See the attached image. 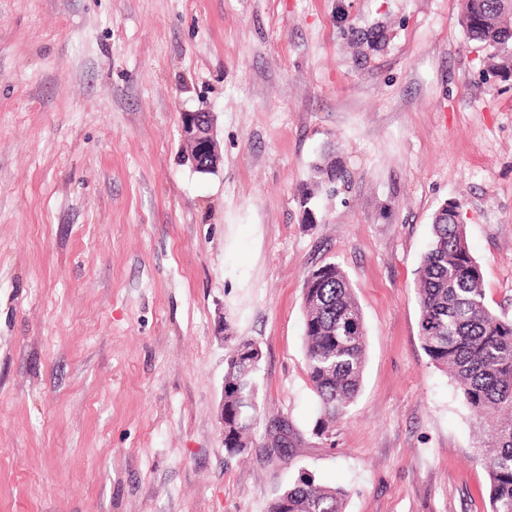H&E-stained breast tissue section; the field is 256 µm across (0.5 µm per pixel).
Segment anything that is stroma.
I'll list each match as a JSON object with an SVG mask.
<instances>
[{
    "mask_svg": "<svg viewBox=\"0 0 512 512\" xmlns=\"http://www.w3.org/2000/svg\"><path fill=\"white\" fill-rule=\"evenodd\" d=\"M460 0H0V512H266L300 472L345 512H490L469 409L419 336L413 282L461 203L512 317V81L484 80ZM385 23L356 63L345 27ZM215 120L196 172L183 113ZM351 175L302 221L310 167ZM347 274L361 388L324 432L309 268ZM264 351L292 465L227 460L226 336Z\"/></svg>",
    "mask_w": 512,
    "mask_h": 512,
    "instance_id": "1",
    "label": "stroma"
}]
</instances>
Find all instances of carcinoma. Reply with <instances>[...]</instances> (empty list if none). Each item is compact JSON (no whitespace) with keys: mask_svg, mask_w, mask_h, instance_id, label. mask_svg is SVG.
I'll return each mask as SVG.
<instances>
[{"mask_svg":"<svg viewBox=\"0 0 512 512\" xmlns=\"http://www.w3.org/2000/svg\"><path fill=\"white\" fill-rule=\"evenodd\" d=\"M468 44L482 53L488 76L512 79V0H465L459 19ZM375 25L349 26L343 36L361 58L385 47L388 35L371 39ZM349 180L337 157L323 153L300 192L303 219L317 220L322 194ZM420 308V338L431 363L450 375L475 418L476 454L488 473L491 512H512V319L486 303L483 273L469 248L462 206L446 201L434 213L431 241L414 279ZM304 350L320 423L346 415L361 387L367 332L346 273L334 263L304 278ZM261 345L241 338L224 358V451L229 458L261 454L264 462L291 464L300 435L288 416L266 415L259 373ZM265 425L255 448L253 430ZM346 491L316 482L303 472L270 501L267 512H344Z\"/></svg>","mask_w":512,"mask_h":512,"instance_id":"obj_1","label":"carcinoma"}]
</instances>
